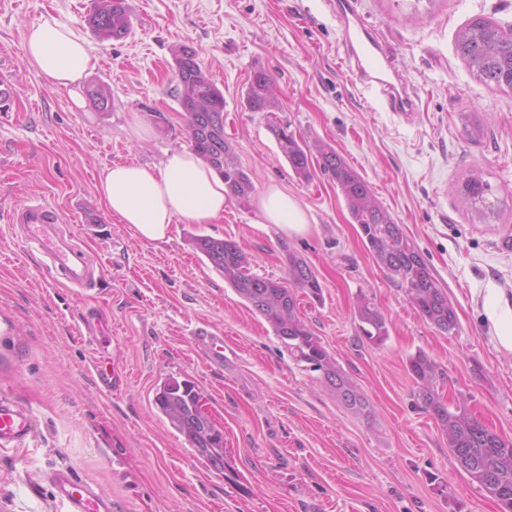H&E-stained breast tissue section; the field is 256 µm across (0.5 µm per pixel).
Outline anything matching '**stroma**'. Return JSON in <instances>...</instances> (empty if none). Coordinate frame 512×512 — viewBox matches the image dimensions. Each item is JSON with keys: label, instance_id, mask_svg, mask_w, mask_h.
Here are the masks:
<instances>
[{"label": "stroma", "instance_id": "stroma-1", "mask_svg": "<svg viewBox=\"0 0 512 512\" xmlns=\"http://www.w3.org/2000/svg\"><path fill=\"white\" fill-rule=\"evenodd\" d=\"M129 33L101 41L88 17L98 0H0V68L17 89L0 118V393L27 406L37 428L0 451V512H62L49 474L73 468L103 489L114 512H499L459 471L438 422L406 370L422 351L443 369L444 398L512 439V353L484 309L491 288L512 304V91L473 76L455 50L476 16L512 29V0H356L396 72L417 93L410 120L356 87L343 30L326 0H125ZM52 16L88 43L95 66L81 94L101 90L106 111L74 106L25 59L28 27ZM196 49L224 93V135L250 176L246 204L229 202L210 224L175 220L159 242L139 239L110 214L97 185L116 163L146 169L188 148L175 49ZM273 79L279 118L310 145L333 147L424 254L457 317L443 334L377 265L335 183L293 173L267 128L244 105L253 69ZM484 136L470 140L466 122ZM477 169L495 213L457 193ZM294 197L305 234L265 223L269 188ZM38 197L83 240L102 268L95 294L54 282L44 258L9 219ZM237 243L253 273L286 275V249L305 257L322 296L298 312L373 407L364 419L293 364L270 324L202 255L194 236ZM373 298L389 336L360 340L353 306ZM96 311L111 332L104 358L112 391L93 370L78 328ZM224 339V362L195 339ZM167 378L189 380L224 432V469L193 451L154 404Z\"/></svg>", "mask_w": 512, "mask_h": 512}]
</instances>
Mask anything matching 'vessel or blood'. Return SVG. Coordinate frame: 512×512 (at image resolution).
Wrapping results in <instances>:
<instances>
[{"mask_svg":"<svg viewBox=\"0 0 512 512\" xmlns=\"http://www.w3.org/2000/svg\"><path fill=\"white\" fill-rule=\"evenodd\" d=\"M337 17L353 74L365 89L381 96L388 111L408 117L414 100L405 82L393 72L382 44L357 16L353 0H336ZM29 243L41 252L49 269L56 271L65 287L77 295L91 296L101 278L99 267L89 260L71 234L59 224L54 210L44 201L31 200L12 216ZM36 429L33 412L26 406L0 396V451L21 447ZM55 499L63 512H112V500L92 487L74 469L53 471L49 476Z\"/></svg>","mask_w":512,"mask_h":512,"instance_id":"1","label":"vessel or blood"}]
</instances>
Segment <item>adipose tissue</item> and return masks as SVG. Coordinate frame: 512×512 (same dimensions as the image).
Wrapping results in <instances>:
<instances>
[{
	"mask_svg": "<svg viewBox=\"0 0 512 512\" xmlns=\"http://www.w3.org/2000/svg\"><path fill=\"white\" fill-rule=\"evenodd\" d=\"M24 52L33 67L55 85L67 88L73 103L84 107L80 82L94 67L84 38L47 17L28 28ZM98 191L108 210L149 242L163 240L179 218L190 224L212 223L223 216L228 201L223 179L190 150L166 153L152 171L113 165L103 172ZM260 207L266 222L285 234L301 235L309 227L298 201L279 189H269Z\"/></svg>",
	"mask_w": 512,
	"mask_h": 512,
	"instance_id": "ef3b65f1",
	"label": "adipose tissue"
}]
</instances>
